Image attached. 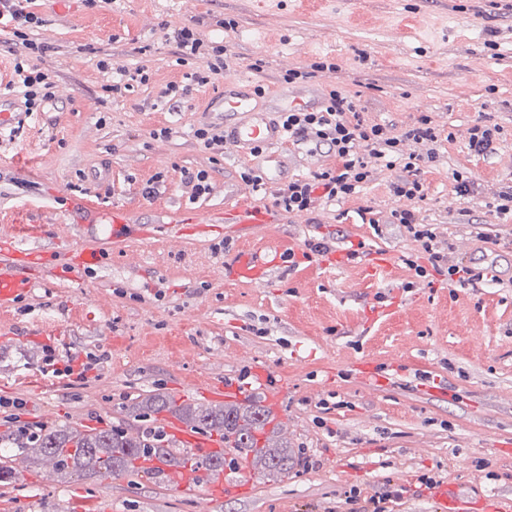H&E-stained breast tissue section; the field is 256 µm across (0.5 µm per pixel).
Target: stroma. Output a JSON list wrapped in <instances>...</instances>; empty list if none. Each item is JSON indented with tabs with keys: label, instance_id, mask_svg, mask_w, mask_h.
I'll list each match as a JSON object with an SVG mask.
<instances>
[{
	"label": "stroma",
	"instance_id": "obj_1",
	"mask_svg": "<svg viewBox=\"0 0 512 512\" xmlns=\"http://www.w3.org/2000/svg\"><path fill=\"white\" fill-rule=\"evenodd\" d=\"M37 11L44 24L29 37L49 44L45 62L59 93L0 144V234L65 262L102 244L100 218L112 211L127 212L147 233L104 244L101 263L70 278L34 277L0 316V433L19 423L86 433L154 428L160 414L136 411L144 398L166 393L194 403L197 390L244 370L252 399L262 402L261 366L287 380L276 415L314 466L251 475L247 495L216 501L136 474L62 479L50 460L30 468L17 458L18 479L0 483V512H81L88 498L101 512H349L345 490L367 497L391 484L406 489L394 512H440L432 491L414 490L424 473L447 484L463 512L512 499V288L403 290V258L414 243L386 221L374 233L357 214L368 206L385 220L398 207L389 175L348 201L312 215L284 213L275 224L169 227L182 213L205 219L243 204L272 206L241 178L262 171L263 157L203 151L192 129L223 123L207 101L225 81L243 77L270 90L284 70L325 57L336 69L316 73L313 84L356 95L370 121L403 129L427 115L454 132L424 175L421 214L469 265L512 278V217L489 206L492 191L512 183V140L477 157L465 138L483 118L512 130V0H41ZM222 18L235 29L218 30ZM184 24L222 35L234 63L173 110L161 91L195 70L177 63L167 41ZM108 58L145 68L149 82L117 96L105 91L98 62ZM161 127L169 138L153 137ZM185 169L207 170L212 193L189 200ZM456 170L471 173L478 195L456 194ZM158 174L157 195L143 196ZM321 235L340 248L357 239L393 254L391 279L372 278L357 260L330 270L317 255L276 267L263 285L224 278L237 249L273 244L302 253ZM50 325L56 335H38ZM48 345L60 355L93 353L98 368L85 382L43 374ZM359 362L408 365L459 398L405 379L365 386L353 370Z\"/></svg>",
	"mask_w": 512,
	"mask_h": 512
}]
</instances>
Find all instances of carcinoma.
I'll use <instances>...</instances> for the list:
<instances>
[{
	"label": "carcinoma",
	"mask_w": 512,
	"mask_h": 512,
	"mask_svg": "<svg viewBox=\"0 0 512 512\" xmlns=\"http://www.w3.org/2000/svg\"><path fill=\"white\" fill-rule=\"evenodd\" d=\"M179 410L188 424L235 435L236 447L252 455L251 467L259 474L282 477L294 467V453L281 439L282 427L273 423L267 409L255 404L212 407L187 403ZM158 436L160 433L142 428L82 434L62 426L0 434V449L13 457L49 458L66 477L144 473L163 482L161 471L146 469L139 461L167 455L170 461L184 464L189 458L180 456Z\"/></svg>",
	"instance_id": "obj_1"
}]
</instances>
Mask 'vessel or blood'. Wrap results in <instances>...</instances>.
<instances>
[{
	"mask_svg": "<svg viewBox=\"0 0 512 512\" xmlns=\"http://www.w3.org/2000/svg\"><path fill=\"white\" fill-rule=\"evenodd\" d=\"M320 105L319 91L313 86L281 84L264 94H256L247 81L234 80L224 84V92L215 98L210 109L233 115L232 123L224 127V139L236 153L244 154L256 148L264 149L274 165L266 169V180L275 182L300 163L301 160H319L318 150L308 144L289 142L284 129L276 122L278 113L297 107L315 109ZM235 223L244 225L270 224L274 218L270 209L255 205L243 206L235 212ZM143 228L121 211L112 214V240L119 241L142 235ZM47 253L38 249H18L10 236L0 237V310L12 307L15 299L26 292L32 281L31 266H44ZM282 261L280 251L272 246L237 252L225 264L224 276L236 283L258 284L264 282L270 271ZM206 397L224 401L241 402L248 398V390L231 381L211 384ZM163 428L177 449L189 455L186 465L171 466L162 459L145 460L150 469L164 470L168 483L178 492H204L217 499L244 496L248 489V466L240 462L239 451L232 436L206 432L178 420L166 418ZM217 459L227 460L221 471L205 469L204 464Z\"/></svg>",
	"mask_w": 512,
	"mask_h": 512,
	"instance_id": "1",
	"label": "vessel or blood"
}]
</instances>
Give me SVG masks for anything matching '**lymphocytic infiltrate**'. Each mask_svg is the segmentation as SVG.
<instances>
[{
  "mask_svg": "<svg viewBox=\"0 0 512 512\" xmlns=\"http://www.w3.org/2000/svg\"><path fill=\"white\" fill-rule=\"evenodd\" d=\"M29 0H0V24L10 26L12 38L7 46L13 58V71L22 89L25 114L44 111L55 100L57 82L52 71L40 61L48 46L28 38L27 28L40 24V17L27 8ZM174 53L181 60L200 61L202 69L191 79L208 84L231 64L222 42L183 25L168 36ZM279 124L289 138L306 141L334 157V166L321 169L308 178L289 180L271 188L274 205L289 214H313L330 202H343L358 194L364 184L383 171L393 172V195L402 205L391 210L387 221L402 227L416 245V255L405 263L415 282L433 284L443 277L448 285L477 286L483 273L462 261L448 258L450 247L432 225L419 217L416 208L427 193L423 179L425 167L437 162L444 131L430 117H421L413 126H395L367 121L358 100L338 88H330L319 109L299 108L281 113Z\"/></svg>",
  "mask_w": 512,
  "mask_h": 512,
  "instance_id": "f902f5d3",
  "label": "lymphocytic infiltrate"
}]
</instances>
